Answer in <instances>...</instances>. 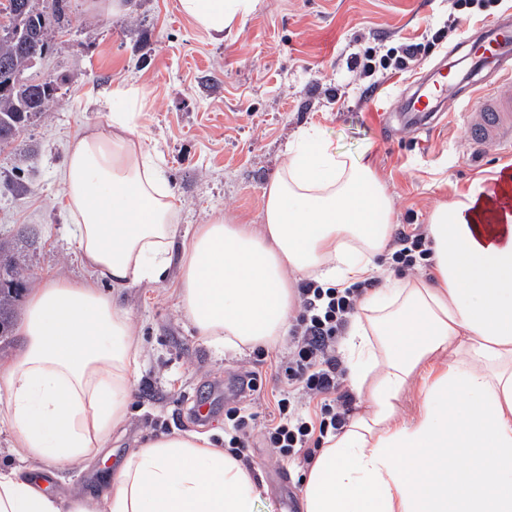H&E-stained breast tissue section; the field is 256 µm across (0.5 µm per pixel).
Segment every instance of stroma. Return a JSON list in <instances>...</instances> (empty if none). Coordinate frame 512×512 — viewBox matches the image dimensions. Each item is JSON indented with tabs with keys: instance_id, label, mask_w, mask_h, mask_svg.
Masks as SVG:
<instances>
[{
	"instance_id": "35a3bbf8",
	"label": "stroma",
	"mask_w": 512,
	"mask_h": 512,
	"mask_svg": "<svg viewBox=\"0 0 512 512\" xmlns=\"http://www.w3.org/2000/svg\"><path fill=\"white\" fill-rule=\"evenodd\" d=\"M118 18L68 0L67 24L28 77L59 84V106L0 147V238L30 236L25 287L52 278L88 277L62 203L60 171L88 130L108 128L98 92L132 84L142 92L140 130L163 157L179 203L180 233L215 215L258 223L263 191L299 128L324 130L337 150L371 159L395 213V229L426 225L431 210L477 177L512 169V152L491 144L472 156L458 120L412 133L400 130L398 98L411 95L437 64H465L463 34L512 19V0L449 27L451 0H261L223 41H212L178 10L177 0H130ZM404 42L421 45L406 69L362 72ZM128 308L143 346L131 413L112 434L106 466L159 434L223 429L219 386L256 366L260 419L281 379L284 345L257 360L249 348H216L181 312L174 282L113 290ZM212 401L207 422L186 414L190 396ZM263 477L257 512H301L303 468L281 464L253 430L243 450Z\"/></svg>"
}]
</instances>
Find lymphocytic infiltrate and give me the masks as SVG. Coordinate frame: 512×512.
<instances>
[{"label":"lymphocytic infiltrate","mask_w":512,"mask_h":512,"mask_svg":"<svg viewBox=\"0 0 512 512\" xmlns=\"http://www.w3.org/2000/svg\"><path fill=\"white\" fill-rule=\"evenodd\" d=\"M430 241L422 230L401 234L390 256L398 273L428 263ZM370 278L345 288L303 280L297 290V316L288 336L285 386L262 435L276 460L309 463L314 446L336 434L346 422L350 398L341 391L346 369L337 340L362 296L375 288Z\"/></svg>","instance_id":"obj_1"}]
</instances>
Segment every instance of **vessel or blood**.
I'll list each match as a JSON object with an SVG mask.
<instances>
[{
  "label": "vessel or blood",
  "instance_id": "obj_1",
  "mask_svg": "<svg viewBox=\"0 0 512 512\" xmlns=\"http://www.w3.org/2000/svg\"><path fill=\"white\" fill-rule=\"evenodd\" d=\"M512 40V30L494 29L483 46L485 64L474 67L467 86L480 88L478 110L464 124V136L472 151L478 152L490 144L512 146V52L505 42ZM454 78L451 73L437 72L431 83L422 87L407 103L405 125L420 129L434 120L436 108Z\"/></svg>",
  "mask_w": 512,
  "mask_h": 512
}]
</instances>
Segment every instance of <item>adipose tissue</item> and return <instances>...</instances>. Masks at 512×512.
Returning a JSON list of instances; mask_svg holds the SVG:
<instances>
[{
	"instance_id": "1",
	"label": "adipose tissue",
	"mask_w": 512,
	"mask_h": 512,
	"mask_svg": "<svg viewBox=\"0 0 512 512\" xmlns=\"http://www.w3.org/2000/svg\"><path fill=\"white\" fill-rule=\"evenodd\" d=\"M259 0H178L214 41ZM139 87L102 98L110 129L82 135L61 173L88 279L30 295L23 346L0 365V424L23 454L63 469L100 457L130 412L141 342L103 284L164 282L213 345L275 347L301 280L347 287L379 274L394 213L371 161L297 130L264 190L260 221L218 217L178 241V203L138 131ZM432 266L365 294L341 350L363 408L307 469L303 512H512V177L472 181L430 216ZM424 391L398 414L410 383ZM255 471L209 436L161 434L98 489L69 498L37 471H0V512H255Z\"/></svg>"
}]
</instances>
